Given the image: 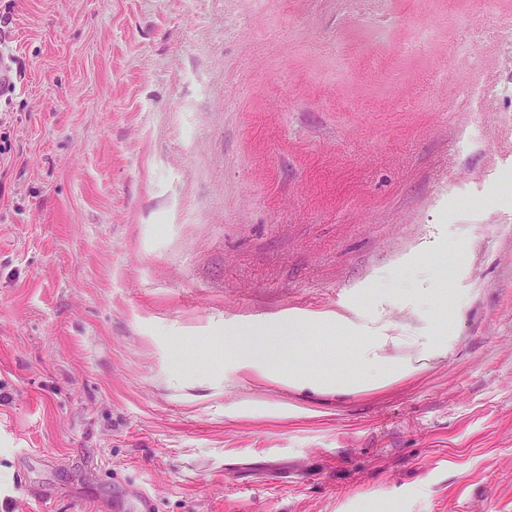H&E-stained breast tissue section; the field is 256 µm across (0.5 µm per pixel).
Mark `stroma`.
<instances>
[{"instance_id": "obj_1", "label": "stroma", "mask_w": 512, "mask_h": 512, "mask_svg": "<svg viewBox=\"0 0 512 512\" xmlns=\"http://www.w3.org/2000/svg\"><path fill=\"white\" fill-rule=\"evenodd\" d=\"M12 16L0 512H512V0ZM228 351L232 354L237 361L246 368H250L254 372L265 375L270 366L268 363L254 353L244 337L238 331L229 333ZM289 379H298L308 384L318 383L321 385L335 386L336 388H359L365 389L373 382V378L367 376L362 368L353 369L343 373H335L332 377L322 379H311L301 373L289 375Z\"/></svg>"}]
</instances>
